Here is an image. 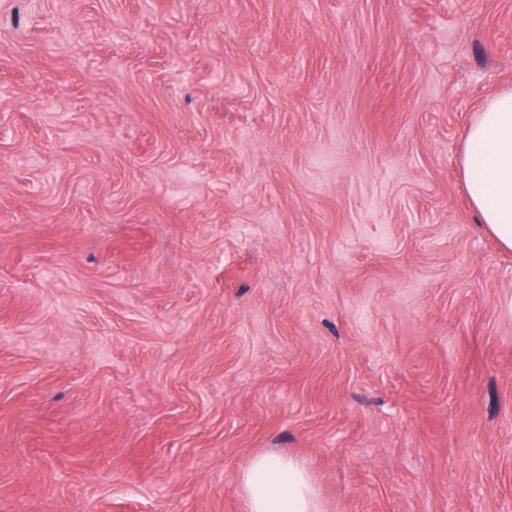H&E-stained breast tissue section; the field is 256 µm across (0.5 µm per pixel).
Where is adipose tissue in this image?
I'll return each mask as SVG.
<instances>
[{
  "label": "adipose tissue",
  "mask_w": 512,
  "mask_h": 512,
  "mask_svg": "<svg viewBox=\"0 0 512 512\" xmlns=\"http://www.w3.org/2000/svg\"><path fill=\"white\" fill-rule=\"evenodd\" d=\"M470 203L485 231L512 250V89L493 97L470 124L462 158ZM243 512H322L302 460L255 456L241 476Z\"/></svg>",
  "instance_id": "ef3b65f1"
}]
</instances>
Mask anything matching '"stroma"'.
<instances>
[{
    "instance_id": "stroma-1",
    "label": "stroma",
    "mask_w": 512,
    "mask_h": 512,
    "mask_svg": "<svg viewBox=\"0 0 512 512\" xmlns=\"http://www.w3.org/2000/svg\"><path fill=\"white\" fill-rule=\"evenodd\" d=\"M505 88L512 0H0V512H512ZM470 203L485 231L512 250V89L493 97L470 124L462 158ZM241 498L244 512H322L305 462L289 455L252 458L241 476Z\"/></svg>"
}]
</instances>
